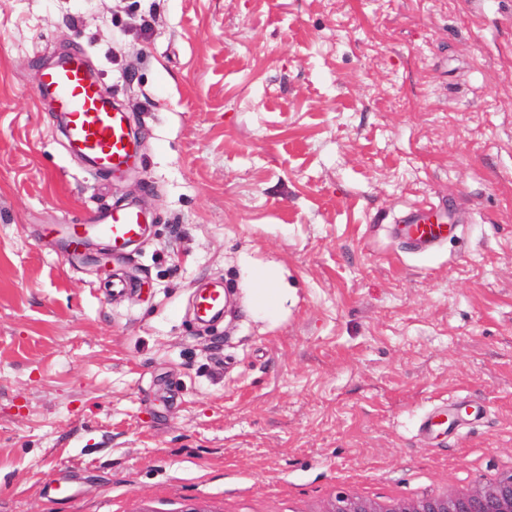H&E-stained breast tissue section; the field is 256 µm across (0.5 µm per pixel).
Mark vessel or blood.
<instances>
[{"label":"vessel or blood","instance_id":"b4317fda","mask_svg":"<svg viewBox=\"0 0 512 512\" xmlns=\"http://www.w3.org/2000/svg\"><path fill=\"white\" fill-rule=\"evenodd\" d=\"M40 92L51 93L65 121L64 142L70 155L85 160L92 173L111 175L129 170L139 161V148L129 117L104 93L83 58L43 72ZM456 230L439 207H413L394 226L396 237L412 251L426 254L443 245ZM149 232L147 217L134 201L85 212L80 223L69 225L63 236L61 257L71 263L85 256L92 245L104 244L112 255L133 253ZM224 312V285L211 280L201 287L192 304V317L211 324ZM480 418L479 411L460 414L455 403H441L417 422L419 440L432 442L442 433H456Z\"/></svg>","mask_w":512,"mask_h":512}]
</instances>
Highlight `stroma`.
I'll use <instances>...</instances> for the list:
<instances>
[{
	"mask_svg": "<svg viewBox=\"0 0 512 512\" xmlns=\"http://www.w3.org/2000/svg\"><path fill=\"white\" fill-rule=\"evenodd\" d=\"M65 50L140 135L124 177L37 94ZM127 200L151 231L112 298L44 231ZM438 204L457 238L411 253L393 220ZM210 279L233 307L205 330ZM455 397L484 419L419 443ZM511 467L512 0H0V512H292ZM255 311L265 316L275 315L281 303L278 288L274 287V272L267 267H257L250 273ZM224 313V285L222 281L211 280L201 287L192 304V317L202 325L211 324Z\"/></svg>",
	"mask_w": 512,
	"mask_h": 512,
	"instance_id": "obj_1",
	"label": "stroma"
}]
</instances>
